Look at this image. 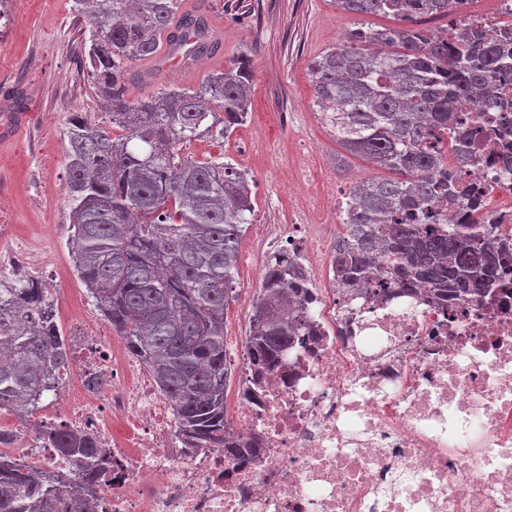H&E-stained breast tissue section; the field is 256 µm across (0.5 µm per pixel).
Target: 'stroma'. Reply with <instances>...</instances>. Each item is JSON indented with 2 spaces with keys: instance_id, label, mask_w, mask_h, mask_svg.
<instances>
[{
  "instance_id": "stroma-1",
  "label": "stroma",
  "mask_w": 512,
  "mask_h": 512,
  "mask_svg": "<svg viewBox=\"0 0 512 512\" xmlns=\"http://www.w3.org/2000/svg\"><path fill=\"white\" fill-rule=\"evenodd\" d=\"M72 6V0H11L0 18V220L11 230L0 238V253L23 243L49 254L36 277L49 289L66 332L94 302L74 272L69 246L65 132L76 112L109 118L85 65L91 26L75 18ZM182 7L207 16L222 40L221 55L156 74L152 87L198 86L204 75L243 55L253 70L243 124L226 138L185 142L182 154L201 162L221 157L246 170L256 212L264 211L268 189L277 188L283 218L298 181L341 206L350 177H388V170L342 151L313 110L308 65L353 26L334 0H183ZM258 135L278 146V170L268 168L254 143Z\"/></svg>"
}]
</instances>
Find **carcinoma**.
I'll return each mask as SVG.
<instances>
[{
	"instance_id": "1",
	"label": "carcinoma",
	"mask_w": 512,
	"mask_h": 512,
	"mask_svg": "<svg viewBox=\"0 0 512 512\" xmlns=\"http://www.w3.org/2000/svg\"><path fill=\"white\" fill-rule=\"evenodd\" d=\"M470 0H336L356 18L343 44L308 64L316 114L342 149L396 174L357 182L336 245V281H370L376 294L427 288L438 299L476 297L490 286L506 243L498 224H452L442 206L472 189L448 173V149L466 152L457 107L506 112L495 82L512 75L509 29L491 41L478 22L454 38L423 27L455 16ZM182 0H74L92 21L88 69L122 137L76 112L67 127L69 220L75 271L127 352L170 400L178 436L224 445V390L232 374L224 311L235 299L240 241L254 212L251 180L219 158L199 162L178 145L202 134L226 138L247 115L252 70L235 59L193 89L171 87L130 99L129 64L169 52L194 60L215 51L204 17ZM390 14L374 29L362 18ZM302 272L274 255L247 334L251 368L276 367L301 336ZM0 411L30 413L73 366L49 289L37 280L0 288ZM40 439L73 464L32 472L0 456V512H96L95 484L110 461L96 438L37 425Z\"/></svg>"
}]
</instances>
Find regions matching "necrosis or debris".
Wrapping results in <instances>:
<instances>
[{
	"mask_svg": "<svg viewBox=\"0 0 512 512\" xmlns=\"http://www.w3.org/2000/svg\"><path fill=\"white\" fill-rule=\"evenodd\" d=\"M458 116L476 148L448 168L475 194L454 218L512 229V113ZM295 202L322 221L255 225L245 261L260 271L287 249L308 288L305 335L265 376H239L224 410L235 447H186L167 397L94 315L73 332L72 379L0 455L66 471L33 424L94 433L112 455L98 512H512V273L445 306L421 288H340L335 213L301 190Z\"/></svg>",
	"mask_w": 512,
	"mask_h": 512,
	"instance_id": "necrosis-or-debris-1",
	"label": "necrosis or debris"
}]
</instances>
